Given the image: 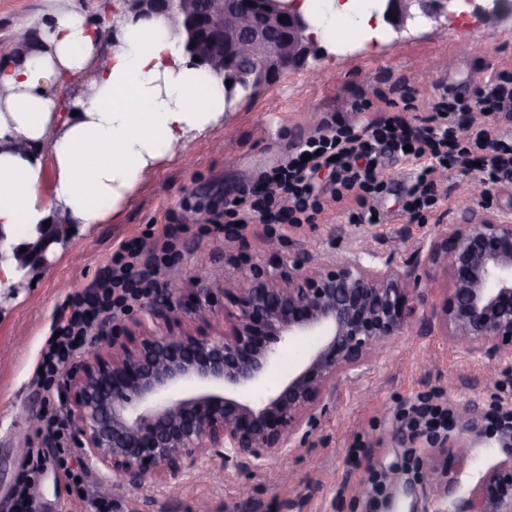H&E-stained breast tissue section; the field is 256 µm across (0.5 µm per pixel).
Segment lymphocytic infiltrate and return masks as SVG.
Returning a JSON list of instances; mask_svg holds the SVG:
<instances>
[{
    "mask_svg": "<svg viewBox=\"0 0 512 512\" xmlns=\"http://www.w3.org/2000/svg\"><path fill=\"white\" fill-rule=\"evenodd\" d=\"M386 109V115L356 132L324 127L318 137L306 143L303 155L289 157L267 175L260 190L242 192L239 200L228 202L224 217L246 226L299 224L322 210L323 195L340 202L352 194L360 207L358 220L372 223L376 211L368 200L384 185L380 158L406 149L412 156L429 158L432 169L473 172L485 185L512 177V144H504L493 135L495 124L512 122V71L501 70L493 79L477 85L468 100L439 87L431 104L433 114L479 111L484 116L480 122L458 127L429 118L412 124L396 115L395 103H388ZM323 170L330 177V190L325 194L315 183ZM176 240V226L167 224L152 243L132 240L121 244L113 251L103 280L68 295L55 324L57 334L47 340L40 353L41 382L53 383L129 302L155 293L153 272L169 264Z\"/></svg>",
    "mask_w": 512,
    "mask_h": 512,
    "instance_id": "obj_1",
    "label": "lymphocytic infiltrate"
}]
</instances>
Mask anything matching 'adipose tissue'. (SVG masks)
Returning <instances> with one entry per match:
<instances>
[{"instance_id":"obj_1","label":"adipose tissue","mask_w":512,"mask_h":512,"mask_svg":"<svg viewBox=\"0 0 512 512\" xmlns=\"http://www.w3.org/2000/svg\"><path fill=\"white\" fill-rule=\"evenodd\" d=\"M323 20L312 35L353 33L351 4L304 0ZM112 48L102 52V30ZM40 51L0 65V288L25 272L13 256L16 228L36 242L47 222L119 220L159 163L224 119V80L198 64L160 18L115 16L89 23L77 8L56 12ZM81 95L62 105L59 87Z\"/></svg>"}]
</instances>
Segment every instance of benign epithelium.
Instances as JSON below:
<instances>
[{"label": "benign epithelium", "mask_w": 512, "mask_h": 512, "mask_svg": "<svg viewBox=\"0 0 512 512\" xmlns=\"http://www.w3.org/2000/svg\"><path fill=\"white\" fill-rule=\"evenodd\" d=\"M134 18L163 17L185 35L199 63L231 81L225 94L263 89L319 50L292 0H123ZM454 0H372L396 35L411 24L451 18ZM60 225L14 247L22 268L46 262ZM26 251H21V247ZM444 285L427 302L435 278ZM179 288L137 320L138 333L106 335L65 373L67 422L81 465L117 490L170 483L203 456L262 462L312 433L338 383L352 380L394 338L418 324L491 363L512 362V215L471 211L420 243L402 268L359 250L288 268L278 262L224 283L229 306L216 332L184 324ZM430 305V316L420 314ZM315 340L309 356L271 387L281 347ZM476 421L425 450L438 512H512V450L464 488L465 438Z\"/></svg>", "instance_id": "7a95c632"}]
</instances>
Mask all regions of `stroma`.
I'll use <instances>...</instances> for the list:
<instances>
[{"label":"stroma","instance_id":"1","mask_svg":"<svg viewBox=\"0 0 512 512\" xmlns=\"http://www.w3.org/2000/svg\"><path fill=\"white\" fill-rule=\"evenodd\" d=\"M74 2L90 22L104 15V0H0V47L19 28L39 29ZM478 14L465 25L439 18L409 33L370 40L358 35L324 45L299 69L284 72L270 88L239 95L223 123L205 138L160 164L138 188L118 224L79 228L66 248L30 284L0 291V512H14L23 460L41 453L43 475L35 493L43 512H365L366 483L384 480L375 512H435L432 486L419 462L429 436L407 429L402 418L421 401L445 404L454 416L469 415L481 425L471 442L462 476L475 484L504 457L505 435L486 429V416L512 408V368L472 360L443 337L412 331L396 337L361 375L341 383L336 399L303 446L274 454L261 466L225 467L217 454L202 457L190 473L170 484L145 483L114 494L109 482L82 472L74 485L57 465L59 450L40 429V417L65 415L62 382L46 386L36 363L69 293L94 286L107 274L113 251L124 241L156 234L162 224L180 227L175 257L157 275L159 291L179 284L215 329L224 324V295L198 281L199 269L235 279L253 265L267 264V242L278 239L284 264L358 249L407 264L420 241L462 219L465 208L492 204L512 212V179L483 190L459 170L432 173L442 205L410 220L404 211L408 190L427 160L385 155V181L370 204L380 223L358 222L354 196L325 201L310 224H256L237 239L215 231L209 220L218 206L248 187L260 186L297 145L325 123L362 125L377 119L382 100L401 101L414 91L415 116H425L436 85L466 95L497 72L512 71V12L493 13L490 0H475Z\"/></svg>","mask_w":512,"mask_h":512}]
</instances>
